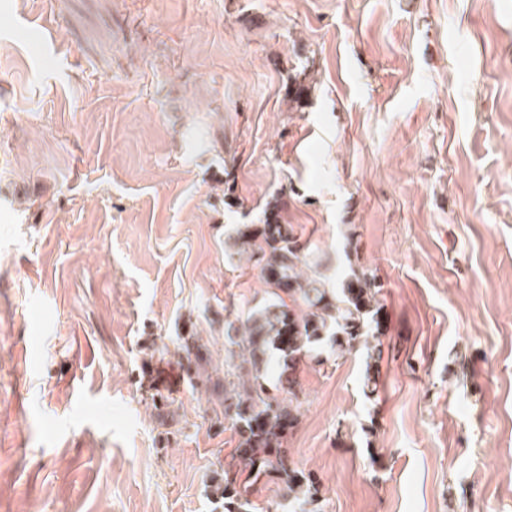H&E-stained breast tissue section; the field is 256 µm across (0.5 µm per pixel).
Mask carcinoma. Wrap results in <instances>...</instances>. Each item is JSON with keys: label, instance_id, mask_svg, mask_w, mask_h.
<instances>
[{"label": "carcinoma", "instance_id": "cac0c4a2", "mask_svg": "<svg viewBox=\"0 0 512 512\" xmlns=\"http://www.w3.org/2000/svg\"><path fill=\"white\" fill-rule=\"evenodd\" d=\"M234 246L240 257L261 255L268 298L240 326L227 323L222 370H206L211 356L199 337H180L193 357L194 384L224 402V421L237 438L239 468L213 479L211 494L224 512H269L251 492L280 483L290 512H321L316 482L287 463L284 448L300 415L296 369L319 348L343 355L381 346L380 284L364 271L336 289L308 275L307 255L275 205L263 223L237 225Z\"/></svg>", "mask_w": 512, "mask_h": 512}]
</instances>
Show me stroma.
Listing matches in <instances>:
<instances>
[{
    "label": "stroma",
    "mask_w": 512,
    "mask_h": 512,
    "mask_svg": "<svg viewBox=\"0 0 512 512\" xmlns=\"http://www.w3.org/2000/svg\"><path fill=\"white\" fill-rule=\"evenodd\" d=\"M508 56L512 0H0V512H223L175 340L223 366L270 203L381 285L379 357L298 372L325 512H512Z\"/></svg>",
    "instance_id": "stroma-1"
}]
</instances>
